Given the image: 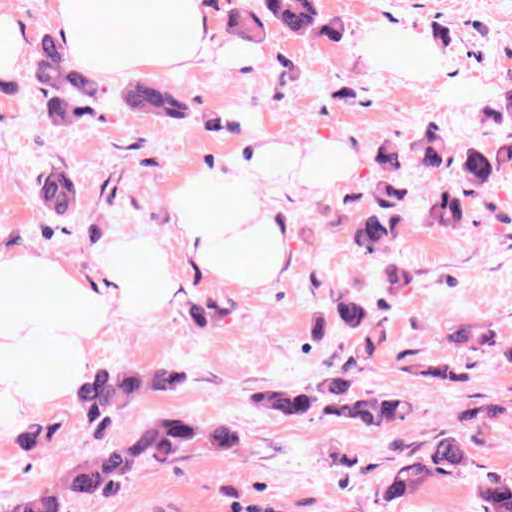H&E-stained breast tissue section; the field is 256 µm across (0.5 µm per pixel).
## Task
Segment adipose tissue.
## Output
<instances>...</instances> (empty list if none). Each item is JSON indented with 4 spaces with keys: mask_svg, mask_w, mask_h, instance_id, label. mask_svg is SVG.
<instances>
[{
    "mask_svg": "<svg viewBox=\"0 0 512 512\" xmlns=\"http://www.w3.org/2000/svg\"><path fill=\"white\" fill-rule=\"evenodd\" d=\"M201 0H57L60 22L73 62L101 76L139 68L179 70L197 60L210 43L209 21ZM112 33L111 49L89 37L94 27ZM181 32L179 43L167 33ZM368 43L385 46L375 67L402 66L400 49L414 42L411 30L377 26ZM287 158L284 169L273 157ZM358 156L340 139L306 144L257 143L245 159H226L185 177L167 195L170 221L193 266L214 282L240 288L271 286L285 273L279 223L259 192L260 184L330 189L348 181ZM265 245L259 261L244 262L253 245ZM110 284L91 287L69 264L47 252L0 255V430L13 429L22 411L54 405L73 396L87 379L90 345L120 307L132 320L152 318L168 308L178 291L171 258L163 242L145 235L113 237L95 252ZM65 370L49 367L55 354Z\"/></svg>",
    "mask_w": 512,
    "mask_h": 512,
    "instance_id": "ef3b65f1",
    "label": "adipose tissue"
}]
</instances>
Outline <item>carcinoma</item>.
I'll list each match as a JSON object with an SVG mask.
<instances>
[{
    "label": "carcinoma",
    "instance_id": "obj_1",
    "mask_svg": "<svg viewBox=\"0 0 512 512\" xmlns=\"http://www.w3.org/2000/svg\"><path fill=\"white\" fill-rule=\"evenodd\" d=\"M264 5L266 14L290 35L330 43H339L344 38L342 23L321 17L317 0H264ZM224 28L231 34L254 39L264 32L265 24L251 13L237 11L224 16ZM35 55V79L46 89L42 111L48 119L55 125H70L89 116V101L99 93L95 78L67 66L64 44L51 35L36 44ZM122 98L131 112H153L162 118L176 119L189 111L187 100L173 93L159 78L130 82ZM507 117L512 118L511 88L502 90L495 105L483 113V120L495 124ZM415 153L419 165L430 172L441 173L448 169V144L432 126L422 132ZM403 159L402 149L388 141L377 144L370 157L375 168L389 173L398 172ZM510 165L512 138L504 140L493 152L473 143L464 150L459 163L464 181L474 192L491 184ZM37 192L44 206L60 216L67 214L76 202L73 182L58 170L38 178ZM407 197L408 190L397 180L381 181L374 186L369 207L358 214L350 228V241L357 251L374 254L389 249L401 239L410 220ZM419 221L452 231L469 223V212L456 192L448 188L436 189L430 193ZM413 278L408 268L395 263L386 266L382 273L384 288L392 298L398 297ZM223 315V309L211 300L189 304V316L201 330L215 325ZM333 318L336 325L357 337L348 362L322 376L313 388L266 387L254 392L251 401L287 418H303L319 409L327 416L371 431L408 419L414 406L405 395L376 396L353 391V368L370 361L387 341L381 323L375 321L370 308L360 298L341 291L336 294ZM448 341L470 351L490 350L500 360L512 363V341L500 338L490 326L477 332L468 325H458L450 331ZM403 371L450 384L463 380L458 364L449 361L417 360L403 367ZM185 380L186 375L170 365L159 366L148 374L134 366L119 371L106 367L95 372L78 390L77 404L90 428L103 434L112 427V413L120 401L130 403L148 392H173ZM507 416L512 418V406L485 400L465 406L458 412L457 419L460 427L468 430L479 429ZM60 426L55 420L30 424L18 432L16 444L28 454L46 452ZM200 444L214 452H231L240 447L241 435L219 419L201 427L188 417L161 418L142 428L126 446L72 468L60 483L46 484L35 494L19 500L12 512H62L67 494L85 500L117 494L126 476L142 462L165 464L183 450ZM467 459V446L459 434L443 431L430 440L425 454L404 457L380 485V498L387 504L406 499L429 479L452 475ZM479 497L486 505V512H512V477L488 478L479 488Z\"/></svg>",
    "mask_w": 512,
    "mask_h": 512
}]
</instances>
